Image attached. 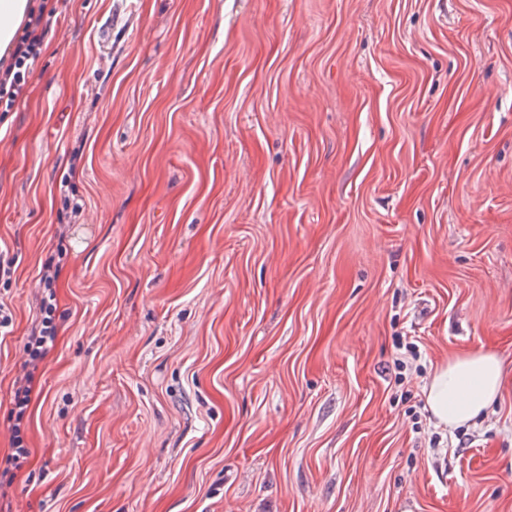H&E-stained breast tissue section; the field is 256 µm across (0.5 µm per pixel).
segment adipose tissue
Returning <instances> with one entry per match:
<instances>
[{
    "label": "adipose tissue",
    "instance_id": "adipose-tissue-1",
    "mask_svg": "<svg viewBox=\"0 0 512 512\" xmlns=\"http://www.w3.org/2000/svg\"><path fill=\"white\" fill-rule=\"evenodd\" d=\"M506 385L500 358L477 350L435 369L425 386L426 403L435 423L453 430L474 424Z\"/></svg>",
    "mask_w": 512,
    "mask_h": 512
}]
</instances>
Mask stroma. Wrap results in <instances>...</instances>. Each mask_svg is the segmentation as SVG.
I'll return each mask as SVG.
<instances>
[{
  "instance_id": "obj_1",
  "label": "stroma",
  "mask_w": 512,
  "mask_h": 512,
  "mask_svg": "<svg viewBox=\"0 0 512 512\" xmlns=\"http://www.w3.org/2000/svg\"><path fill=\"white\" fill-rule=\"evenodd\" d=\"M39 2L0 512H512V390L451 431L423 395L512 372V0ZM48 293L43 297V306L46 313L40 329L36 330L31 341L28 343L27 350L32 361L38 360L49 348L53 346L55 340V326L53 324L52 313L55 305V296L51 288H46ZM507 385L500 358L477 350L449 358L425 386L426 403L438 426L454 430L474 424ZM27 398L26 395L17 394L15 397V409H14V416H15V428H14V445H15V452L16 454L12 455V459L15 460L16 465L18 466V461L20 458L24 459L26 458V455L28 454L27 448H24L23 445V439L20 436V425L21 422L24 419L26 409H27Z\"/></svg>"
}]
</instances>
